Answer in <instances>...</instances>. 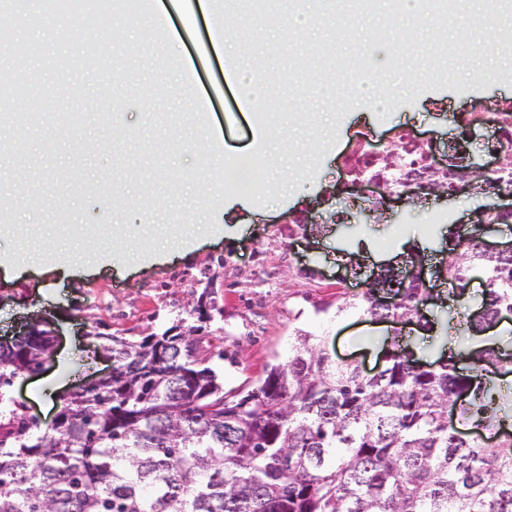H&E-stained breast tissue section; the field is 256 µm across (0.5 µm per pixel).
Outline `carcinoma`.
<instances>
[{
    "instance_id": "1",
    "label": "carcinoma",
    "mask_w": 512,
    "mask_h": 512,
    "mask_svg": "<svg viewBox=\"0 0 512 512\" xmlns=\"http://www.w3.org/2000/svg\"><path fill=\"white\" fill-rule=\"evenodd\" d=\"M448 169L470 157L448 145ZM414 145L397 163H423ZM483 191L512 190V160L478 178ZM448 295L465 301L472 273L486 275L484 323L460 311L452 328L478 337L512 311V252L492 254L448 239ZM400 297L377 307L374 293ZM427 289L383 267L364 313L397 322L420 314ZM198 324L180 319L138 341L95 331L96 349L117 370L64 401L46 432L16 404L0 411V512H512V436L482 446L448 424V408L493 428L503 423L486 365L494 347L456 368L418 364L390 337L383 369L365 374L331 360L324 342L300 331L293 355L238 397L224 395L213 365L193 352ZM51 331L0 350V390L49 358Z\"/></svg>"
}]
</instances>
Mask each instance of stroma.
I'll return each mask as SVG.
<instances>
[{"label": "stroma", "mask_w": 512, "mask_h": 512, "mask_svg": "<svg viewBox=\"0 0 512 512\" xmlns=\"http://www.w3.org/2000/svg\"><path fill=\"white\" fill-rule=\"evenodd\" d=\"M139 14L109 13L100 23L81 15H51L49 0L24 9L0 0V212L19 230L0 234V336L23 317L52 318L59 334L42 372L17 377L7 393L31 407L47 429L62 397L117 368L94 351L89 333L105 324L114 336L137 340L187 317L197 280L216 281L209 324L224 393L256 387L269 366L287 362L303 330L326 341L334 360L368 372L383 362L370 336L391 326L337 304L360 301L365 280L347 274L341 250L367 267L395 262L416 247L427 260L424 277L436 283L439 250L448 225L476 221L493 195L471 191L385 203L380 221L369 201L345 190V159L358 144L383 148L402 130L415 132L436 156L458 141L479 162L493 160L494 131L468 126L481 105L512 110V60L499 59L480 22L483 65L496 82L465 80L469 56L444 61L439 42H454L457 24L426 28L400 15L420 49L407 59L413 86L394 81L395 63L376 32L388 24L390 0L361 15L348 38L329 43L326 20L341 0H309L317 21L285 28L291 0H272L273 14L254 25L240 0H222L240 39L261 63L270 45L280 54L266 74L267 108L242 116L237 92L224 82V60L211 48L201 14L173 12L181 44L153 32ZM372 50V98L394 96L395 109L339 102L351 83L344 73ZM437 71L434 79L426 71ZM277 154L286 183L267 166L255 168L246 191L225 188L223 164L211 154ZM97 248H89V239ZM436 328L424 337L404 326L416 359H438L448 308L431 304Z\"/></svg>", "instance_id": "35a3bbf8"}]
</instances>
